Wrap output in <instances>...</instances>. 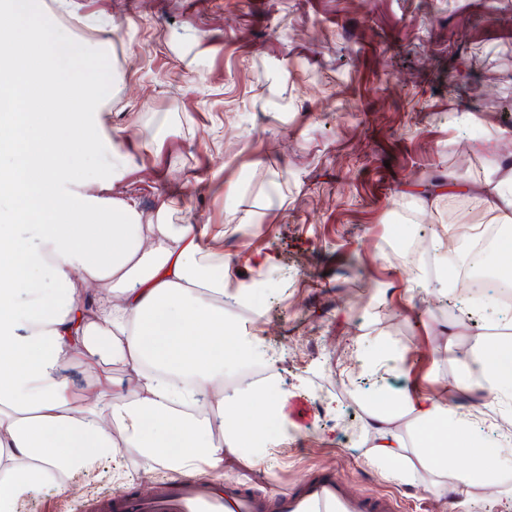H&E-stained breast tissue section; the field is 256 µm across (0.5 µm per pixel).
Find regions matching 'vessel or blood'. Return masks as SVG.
Listing matches in <instances>:
<instances>
[{
  "label": "vessel or blood",
  "mask_w": 512,
  "mask_h": 512,
  "mask_svg": "<svg viewBox=\"0 0 512 512\" xmlns=\"http://www.w3.org/2000/svg\"><path fill=\"white\" fill-rule=\"evenodd\" d=\"M78 512H401V504L388 494H354L343 477L325 471L298 490L270 497L254 492L244 481L217 485L189 476L136 495L93 498L81 503Z\"/></svg>",
  "instance_id": "b4317fda"
}]
</instances>
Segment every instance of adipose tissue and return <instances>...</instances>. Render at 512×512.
<instances>
[{
  "label": "adipose tissue",
  "mask_w": 512,
  "mask_h": 512,
  "mask_svg": "<svg viewBox=\"0 0 512 512\" xmlns=\"http://www.w3.org/2000/svg\"><path fill=\"white\" fill-rule=\"evenodd\" d=\"M86 24L77 0H5L0 6V512L20 494L47 485L75 495L76 475L135 448L148 467L177 476L221 469L226 455L261 460L273 436L287 438V394L276 385L224 386L226 376L257 361L261 340L228 310L255 306L258 281L227 278L242 262L271 268L274 257L212 250L217 224H176L173 197L153 211L106 198L126 167L125 128L108 125L98 104L108 74L94 42L53 39L57 21ZM112 149V177L86 194L69 165L75 155ZM473 193L506 235L496 275L512 281V165L493 159ZM375 373L410 378L394 407L368 404V465L410 483L418 465L448 472V492L471 487L512 497L475 445L492 404L512 402V339L477 338L451 396H432L412 381L404 351L375 341L363 351ZM121 366L125 382L63 377L73 361ZM411 416L414 436L398 424ZM455 466H448V458Z\"/></svg>",
  "instance_id": "adipose-tissue-1"
}]
</instances>
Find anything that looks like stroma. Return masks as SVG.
Listing matches in <instances>:
<instances>
[{"instance_id": "1", "label": "stroma", "mask_w": 512, "mask_h": 512, "mask_svg": "<svg viewBox=\"0 0 512 512\" xmlns=\"http://www.w3.org/2000/svg\"><path fill=\"white\" fill-rule=\"evenodd\" d=\"M111 21L105 47L115 126L156 130L112 193L151 211L181 192L175 223L223 224L224 252L265 248L276 258L259 293L266 315L252 329L283 356L289 440L262 463L245 455L208 472L215 483L251 473L255 488H297L327 469L358 494H390L404 512H512V499L477 490L465 503L438 494L439 472L395 484L364 462L362 404L402 379L344 371L358 331L409 348L420 385L443 395L461 373L488 304L454 325L452 353H434L410 306L425 281L390 253L399 222L431 241L444 224H475L481 208L414 202L433 176L472 186L490 156L512 157V0H80ZM195 45L191 64L175 51ZM246 194L229 196L227 182ZM265 205L252 208L255 196ZM250 219L257 230L239 238ZM306 385H299V378ZM334 409H327V401ZM131 448L77 476L79 498L169 481ZM78 498V499H79Z\"/></svg>"}]
</instances>
